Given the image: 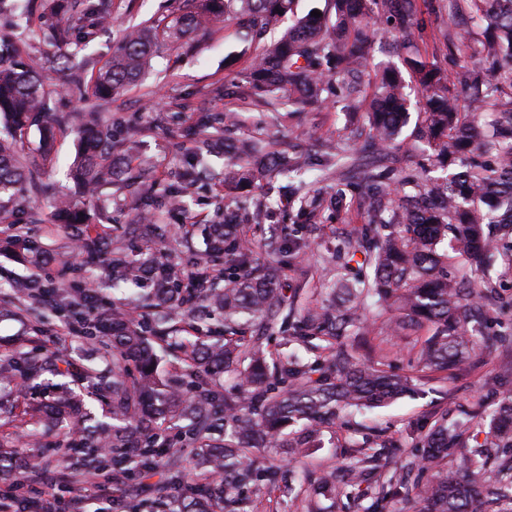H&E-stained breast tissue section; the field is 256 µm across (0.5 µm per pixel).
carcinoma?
<instances>
[{
  "label": "carcinoma",
  "mask_w": 512,
  "mask_h": 512,
  "mask_svg": "<svg viewBox=\"0 0 512 512\" xmlns=\"http://www.w3.org/2000/svg\"><path fill=\"white\" fill-rule=\"evenodd\" d=\"M295 0H186L163 33L151 26L127 32L102 62L86 56L72 81L86 100L109 101L141 80L158 39L178 43L218 21H233L245 40L276 29L294 13ZM52 11L66 16L50 31L60 53L45 57L37 67L19 69L9 58L21 52L0 38V199L12 200L27 191L36 172L27 167L17 137L39 126L42 144L50 149L59 118L48 115L50 91L39 71L71 70L68 47L75 33L109 26L105 0H54ZM464 18L480 32H452L434 20ZM400 35L408 52L401 65L371 67L358 48L376 34ZM451 55L458 70L448 76L440 56ZM421 96L412 140L429 149V167L396 184L389 163L391 150L404 142L410 99L403 73ZM250 96L270 108L256 136L228 143L219 136L223 117L204 112L189 136L192 149L181 173L182 185L205 173L210 157L224 153V222L212 227L202 254L175 256L151 246L131 258L110 249L89 231L87 214L70 201L56 207L59 223L82 245L78 270L110 256L113 279L135 281L150 288L146 316L129 317L118 305L90 317L77 284L49 282L39 295L63 290L70 300L66 324L99 340L103 358L112 360V376L86 373L93 393L109 400L112 426L86 427L81 402L68 387L44 420L64 433L81 436L80 461L90 464L103 481L124 483L159 466L166 468V487L175 507L167 512H267L266 498L282 502L305 497V512H314L312 498L342 493L336 471L303 469L297 483L281 467L259 461L267 448H277L293 462L307 455L309 438L318 427L335 422L356 407L382 408L411 391V378L388 369V356L365 362L357 349L367 345L369 323L364 301L375 297L385 305V329L390 336L431 334L415 352L416 370L447 374L480 348L483 330L496 323L500 308L497 289L488 280L449 271L457 264L476 269L508 258L512 262V0H326L321 16L296 20L282 36L265 44L243 75ZM360 105L359 125L346 139L322 145L320 166L336 179L334 192L318 195L302 174L309 162L278 148L268 129L297 104L319 105L333 96ZM140 132L119 135L92 114L79 130L80 151L71 178L88 195L121 179L114 154L128 152ZM362 167L364 191L359 200L363 226L360 237L336 244L332 261L336 279L320 286L330 291L329 304L299 303L285 288L288 262L284 257L305 243L308 225L326 211H340L349 174ZM445 172L430 176V168ZM257 188L252 210L239 222L234 206L238 194ZM285 198L298 223L257 245L246 225L264 224L273 216L268 200ZM150 189L135 201L138 223L152 226ZM23 246V262L52 256L17 224L8 225ZM372 275L357 277V254ZM209 268L213 275L194 281L193 272ZM33 298L21 284L14 294L0 295V315L16 314V298ZM224 312V325H207V312ZM295 343L315 354L303 362L281 356L271 342ZM164 342L182 353L180 366L164 374L154 344ZM64 357L45 358L16 350L0 356V378L25 386L44 373L68 374ZM237 374L230 389H218L225 373ZM470 419L487 423L484 442L465 444L467 428L436 417L420 438L419 453L404 465L399 480H383L371 491L367 512H399L397 502L415 496L421 512H489L491 504H512V397L494 412L482 407ZM185 425L194 445L193 467L186 468L171 451V443L156 433L161 425ZM392 447L373 453L352 444L346 471L364 478L377 469L379 458ZM472 477L465 483L448 472V457ZM47 463L20 453L0 438V480L13 490L11 502H27L23 490L44 473ZM123 512L163 508L161 499L136 504L116 500Z\"/></svg>",
  "instance_id": "carcinoma-1"
}]
</instances>
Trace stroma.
I'll list each match as a JSON object with an SVG mask.
<instances>
[{"label": "stroma", "instance_id": "stroma-1", "mask_svg": "<svg viewBox=\"0 0 512 512\" xmlns=\"http://www.w3.org/2000/svg\"><path fill=\"white\" fill-rule=\"evenodd\" d=\"M50 0H7L0 10V29L11 32L25 45L24 55L43 57L56 53L49 38V28L56 17L49 9ZM111 25L97 31L86 44L85 53L108 59L133 25L148 23L163 27L183 8L182 0H110ZM257 44L238 40L234 25L216 24L193 34L183 42L161 43L152 56L143 80L112 101L96 105L101 124L110 129L133 127L141 137L132 157L133 163L149 160L153 178L151 194L154 199L153 222L173 234L184 217H194L195 223L188 237L191 250L206 247L211 225L224 220V160L212 159L207 178L186 186L181 209H171L166 201L169 184L178 176L190 152L191 143L185 132L195 117L203 112H236L242 127H254L261 109L252 97L237 92L236 87L258 52ZM53 96L51 106L55 113L66 115L67 128L58 134L54 153L41 159L38 152L39 134L30 130L23 139L22 156L27 162L39 165V177L52 188L50 194L27 191L24 198L13 205L14 223L28 227L40 235L46 250L54 255V262L44 265L42 277L61 279L67 263L75 254L72 242L55 220L58 198L68 197L85 201L90 223L113 246L134 252L141 245L138 238L128 235L129 224L135 223L136 212L130 204L128 189L110 187L92 198L84 197L75 188L66 173L77 151L78 130L85 121L86 103L73 90H62V78L52 71L42 74ZM348 115L344 100L329 102L317 110L305 109L290 114L278 132L282 149L289 152L316 154L318 145L346 136ZM362 220L349 214L345 220H324L319 224L314 244L305 256L292 260L286 286L300 290L302 296L317 299L315 290L319 281L333 274L331 264L321 262L320 254L334 250L339 234L356 233ZM96 299L91 311L124 303L129 307L146 304L147 288L112 281V267L108 260H100L93 269ZM497 287L505 304L498 325L487 330L485 348L471 356L449 380L439 376L418 377L411 394L390 405L375 410H356L345 414L339 425L322 429L315 447L304 460L309 469H326L344 458L349 443L366 448L392 441L402 451L389 458L386 475L401 473L409 456L414 455L419 435L434 415L447 414L449 422H463L476 404L493 408L495 403L512 396V348H501L499 337L512 335V266L497 261L483 273ZM59 298L36 304L31 316H0V354L8 353L33 342L47 357L57 355L71 359L75 366L105 369L106 364L96 350L94 340L81 334L62 335L64 319L59 314ZM8 437L25 453H38L49 463L44 484L35 485L30 498L36 504L45 500V486L55 483L57 475H66L68 482L85 478L84 470L73 467V459L66 450V441L57 431L46 429L33 419L22 420L5 413L0 415V436Z\"/></svg>", "mask_w": 512, "mask_h": 512}]
</instances>
